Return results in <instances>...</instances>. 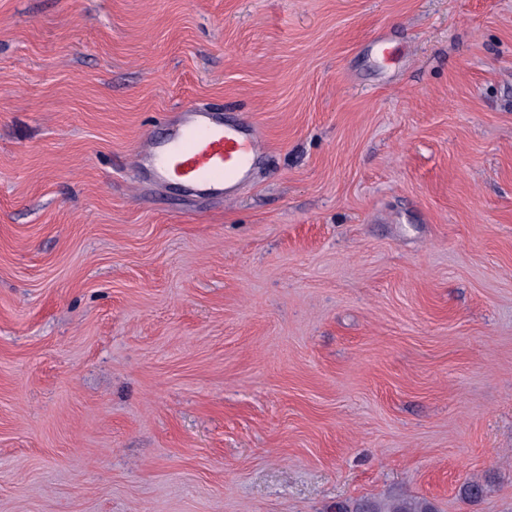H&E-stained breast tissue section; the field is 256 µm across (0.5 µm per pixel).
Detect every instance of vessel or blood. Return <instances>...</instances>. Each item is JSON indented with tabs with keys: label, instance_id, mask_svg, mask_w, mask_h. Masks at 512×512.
<instances>
[{
	"label": "vessel or blood",
	"instance_id": "b4317fda",
	"mask_svg": "<svg viewBox=\"0 0 512 512\" xmlns=\"http://www.w3.org/2000/svg\"><path fill=\"white\" fill-rule=\"evenodd\" d=\"M247 125L242 118L223 122L204 109H189L173 136L151 140L144 157L158 179L199 192L230 194L265 148L262 132Z\"/></svg>",
	"mask_w": 512,
	"mask_h": 512
}]
</instances>
